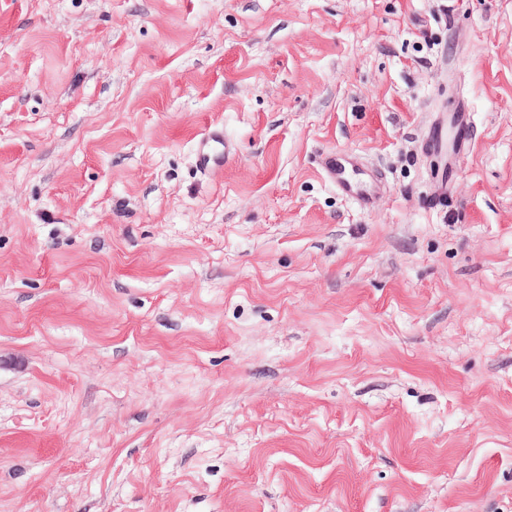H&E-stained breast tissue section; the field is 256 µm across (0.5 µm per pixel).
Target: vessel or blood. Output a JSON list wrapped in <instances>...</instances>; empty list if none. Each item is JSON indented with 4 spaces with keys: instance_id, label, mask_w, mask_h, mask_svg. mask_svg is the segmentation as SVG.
<instances>
[{
    "instance_id": "obj_1",
    "label": "vessel or blood",
    "mask_w": 512,
    "mask_h": 512,
    "mask_svg": "<svg viewBox=\"0 0 512 512\" xmlns=\"http://www.w3.org/2000/svg\"><path fill=\"white\" fill-rule=\"evenodd\" d=\"M223 143L222 130L212 129L202 134L195 142L200 166L207 168L223 163L225 155L220 151ZM321 168L340 194L366 209L371 207L383 188L384 177L380 170L362 167L357 160L344 157L337 151L323 155Z\"/></svg>"
}]
</instances>
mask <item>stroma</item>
<instances>
[{
    "instance_id": "obj_1",
    "label": "stroma",
    "mask_w": 512,
    "mask_h": 512,
    "mask_svg": "<svg viewBox=\"0 0 512 512\" xmlns=\"http://www.w3.org/2000/svg\"><path fill=\"white\" fill-rule=\"evenodd\" d=\"M0 512H512V0H0ZM224 134L220 129L208 130L202 134L195 142L197 160L201 167H210L212 164L224 163L226 146L224 143V153L217 152L219 146H223ZM321 168L340 194L366 209L383 188L384 177L380 170L364 168L357 160L346 158L338 151L324 154Z\"/></svg>"
}]
</instances>
